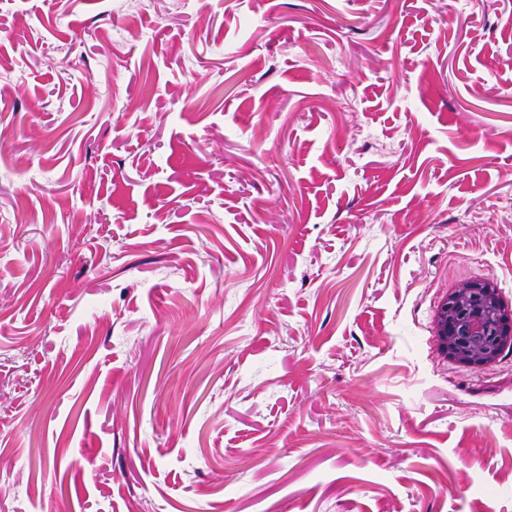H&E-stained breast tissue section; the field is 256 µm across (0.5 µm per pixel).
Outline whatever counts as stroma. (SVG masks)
Here are the masks:
<instances>
[{
	"label": "stroma",
	"instance_id": "1",
	"mask_svg": "<svg viewBox=\"0 0 512 512\" xmlns=\"http://www.w3.org/2000/svg\"><path fill=\"white\" fill-rule=\"evenodd\" d=\"M512 0H0V512H512ZM435 326L439 350L464 366L494 364L512 349V311L490 283L456 288L438 309Z\"/></svg>",
	"mask_w": 512,
	"mask_h": 512
}]
</instances>
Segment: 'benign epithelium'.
<instances>
[{
    "label": "benign epithelium",
    "mask_w": 512,
    "mask_h": 512,
    "mask_svg": "<svg viewBox=\"0 0 512 512\" xmlns=\"http://www.w3.org/2000/svg\"><path fill=\"white\" fill-rule=\"evenodd\" d=\"M435 326L439 350L464 366L494 364L512 349V311L489 283L456 288L438 309Z\"/></svg>",
    "instance_id": "1"
}]
</instances>
